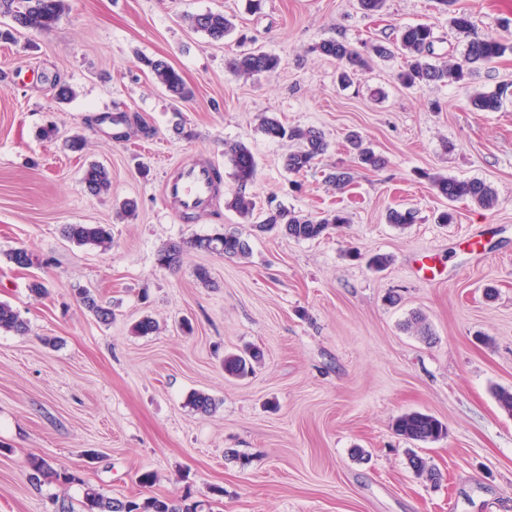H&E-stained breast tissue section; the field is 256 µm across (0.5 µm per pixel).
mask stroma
Wrapping results in <instances>:
<instances>
[{"mask_svg":"<svg viewBox=\"0 0 512 512\" xmlns=\"http://www.w3.org/2000/svg\"><path fill=\"white\" fill-rule=\"evenodd\" d=\"M66 4L51 32L0 42V302L28 324L23 335L0 331V512L76 507L88 488L140 501L188 493L204 512H512V415L495 398L512 390V102L498 112L468 104L512 82V53L469 80L411 88L396 79L398 54L344 88L314 50L322 40L360 48L428 23L437 61L460 57L463 38L439 0H386L374 16L357 0H262L256 11L247 0ZM457 6L512 42V0ZM207 11L232 17L223 41L189 28L187 16ZM253 49L278 56V69H227ZM147 58L178 69L193 100H174ZM58 79L75 92L68 102L54 96ZM118 113L143 129L115 141L106 118ZM265 116L319 128L328 153L294 178L284 160L296 145L268 138ZM50 125L56 136L42 138ZM351 130L385 168L356 167L343 146ZM75 135L84 150L67 149ZM234 141L255 157L257 208L272 199L314 216L341 210L347 224L296 241L243 223L225 205L235 183L224 145ZM94 162L111 178L99 196L82 182ZM192 164L219 169L221 182L211 207L187 219L163 182ZM336 166L354 171L342 192L325 181ZM430 173L484 180L498 203L446 202ZM129 199L136 215L120 218ZM399 204L417 210L416 224L387 223ZM444 208L453 223H435ZM66 224L108 225L111 248L65 240ZM229 230L247 237V257L190 249L179 270L157 263L170 241ZM17 248L32 266L10 261ZM375 254L391 256L385 270L368 267ZM35 280L45 293L30 291ZM86 289L111 307V323L81 303ZM417 312L431 341L404 328ZM145 317L157 329L142 336L134 327ZM248 346L263 354L254 374L225 377V353ZM196 391L214 400L211 412L189 405ZM409 411L435 416L447 436L408 444L392 423ZM411 450L440 483L409 468ZM32 454L78 482L30 483Z\"/></svg>","mask_w":512,"mask_h":512,"instance_id":"obj_1","label":"stroma"}]
</instances>
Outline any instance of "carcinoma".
<instances>
[{
	"label": "carcinoma",
	"mask_w": 512,
	"mask_h": 512,
	"mask_svg": "<svg viewBox=\"0 0 512 512\" xmlns=\"http://www.w3.org/2000/svg\"><path fill=\"white\" fill-rule=\"evenodd\" d=\"M66 10V0H0V15L8 18L11 24L0 28L1 40H14L24 33H42L52 30ZM191 29L205 33L214 41H221L232 31L234 24L222 13L206 12L188 17ZM451 23L456 32L465 38V48L461 59L441 63H430L434 54V30L427 23L406 25L399 31L396 41L388 44H373L370 51L378 58L392 56L394 50H401L407 56V67L398 74L399 82L411 87L417 83L460 82L478 73L497 59L512 53V43L480 32L470 16L458 12ZM314 51L337 62L340 68V81H350L351 75L368 67L369 61L361 52L344 41L327 39L317 43ZM158 82L171 96L188 101L193 91L186 84L181 73L162 59L146 61ZM229 69L239 76H253L275 71L279 58L262 51L243 52L228 61ZM512 100V85H499L489 92H477L469 99L472 109L479 112H497L503 104ZM263 133L271 139H288L297 143V149L290 152L285 165L289 172L302 174L311 170L317 160L329 147L323 133L314 127H288L274 118H264L261 124ZM347 141L354 151L359 165L372 169L385 166L386 159L365 146L363 137L352 132ZM224 156L232 166L235 190L226 201L227 208L243 218L253 216L256 203L250 193L255 182L257 166L253 153L242 143L224 144ZM436 192L450 202L468 199L475 204L491 208L497 203L496 193L491 185L478 179H457L440 174L426 175ZM85 190L91 195L109 191L111 180L108 170L92 163L83 174ZM417 212L412 208H391L387 221L400 228L416 223ZM348 223V218L340 213L328 214L320 219L281 206L268 207L263 219L254 225L256 231L279 232L294 240H315L324 236L332 227ZM64 237L79 244L108 248L112 235L104 224H67L63 228ZM216 253L225 257H244L249 253L247 239L236 231H228L214 236L197 237L189 242L172 241L166 243L157 254L158 264L176 269L180 266L186 247ZM80 301L102 323L112 321V309L101 304L97 297L86 290ZM0 329L24 335L28 332L27 323L6 303H0ZM262 354L258 350H245L238 354L224 356V373L230 377H244L253 371V364L260 362ZM394 431L403 439L413 442H433L447 434L446 425L436 417L410 411L397 417ZM409 467L419 476L437 483L440 472L429 466L424 458L413 453L408 458ZM30 482L38 484L45 477H53L63 484L80 481V478L67 469H56L46 458L31 454L26 461ZM81 512H202V504L186 495L169 499L152 497L139 503L134 499L121 500L106 497L92 489L85 492Z\"/></svg>",
	"instance_id": "obj_1"
}]
</instances>
